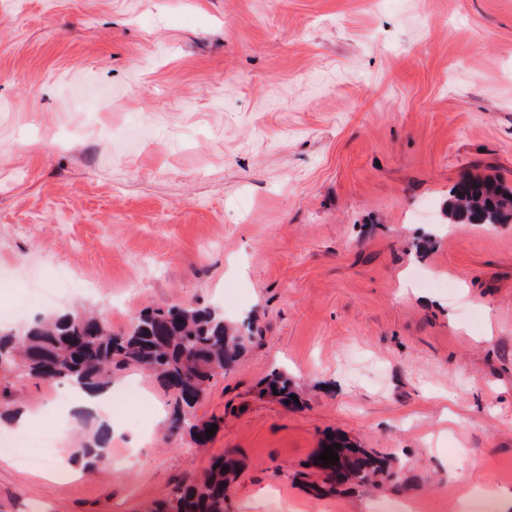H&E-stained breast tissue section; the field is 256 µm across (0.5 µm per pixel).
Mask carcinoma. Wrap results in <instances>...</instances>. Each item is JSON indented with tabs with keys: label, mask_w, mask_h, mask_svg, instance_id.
Listing matches in <instances>:
<instances>
[{
	"label": "carcinoma",
	"mask_w": 512,
	"mask_h": 512,
	"mask_svg": "<svg viewBox=\"0 0 512 512\" xmlns=\"http://www.w3.org/2000/svg\"><path fill=\"white\" fill-rule=\"evenodd\" d=\"M446 216L451 223L511 224L512 188L490 176L463 173L448 192ZM251 337L224 320L210 307L156 306L139 313L130 326L114 332L106 321L87 312H65L0 329V367H13L34 380L64 381L78 386H112L115 370L137 367L150 372L173 397L171 429L187 433L198 444L208 441L209 423H201L192 409L210 382L238 362ZM283 400L293 391L288 376L272 371L266 390ZM111 433L100 428L92 443L77 450L74 460L88 468L101 462ZM340 447H334V444ZM328 446L338 464H323L329 477L371 484L379 476H395L391 468L363 448L341 439ZM233 464L219 457L205 475L178 487L155 512H224Z\"/></svg>",
	"instance_id": "obj_1"
}]
</instances>
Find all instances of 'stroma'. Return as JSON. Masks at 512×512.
Segmentation results:
<instances>
[{
	"instance_id": "1",
	"label": "stroma",
	"mask_w": 512,
	"mask_h": 512,
	"mask_svg": "<svg viewBox=\"0 0 512 512\" xmlns=\"http://www.w3.org/2000/svg\"><path fill=\"white\" fill-rule=\"evenodd\" d=\"M465 170L512 187V0H0V306L253 329L195 408L203 448L153 376L116 373L142 424L115 405L94 472L59 382L0 368V436L33 412L65 464L41 479L15 443L0 512H152L220 455L225 512L512 493V224L448 223ZM275 369L297 404L263 393ZM335 434L397 478L326 484Z\"/></svg>"
}]
</instances>
